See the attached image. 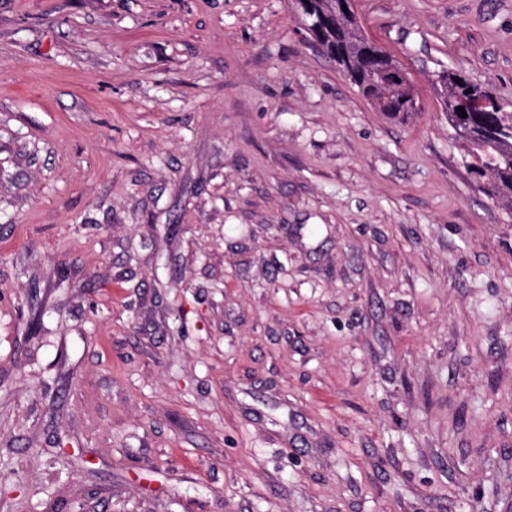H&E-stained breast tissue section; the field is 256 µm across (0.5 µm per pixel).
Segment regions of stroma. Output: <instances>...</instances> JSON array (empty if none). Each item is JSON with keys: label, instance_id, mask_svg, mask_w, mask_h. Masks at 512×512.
Instances as JSON below:
<instances>
[{"label": "stroma", "instance_id": "stroma-1", "mask_svg": "<svg viewBox=\"0 0 512 512\" xmlns=\"http://www.w3.org/2000/svg\"><path fill=\"white\" fill-rule=\"evenodd\" d=\"M0 0V512H512V211L434 84L512 0ZM321 1H324L321 2L324 3V7L319 8V15L316 14L311 2L308 1V4H305L304 0L292 1L294 4V14L302 21V25L306 28V31L313 33L314 29L320 25V20H325L326 18L332 17L336 14L345 16L347 18V27L349 29L352 28L354 23L353 10L351 7L352 0ZM342 3H345L347 11L342 9ZM304 19L306 21L305 25L303 24ZM407 72L408 71L403 67V65L391 53H389L385 70L382 72L389 89L394 91L403 85L399 90L401 94H406L407 96L413 95L416 97L410 76V82L407 85H404L405 80L408 79ZM395 79H399V82H395ZM356 68L362 74V82L363 85L368 86L370 90V96L367 97L374 106L380 111L385 112L387 115L397 118L402 115V117H407L412 112H392L390 106L401 109L402 111H407L411 109L410 103H407L404 99H392L390 102V106H384V97L386 93V89L381 86L382 79L380 78V70L377 68H372L374 62L370 61H357L355 60ZM379 89V94L377 91ZM378 98V105L376 103V99Z\"/></svg>", "mask_w": 512, "mask_h": 512}]
</instances>
